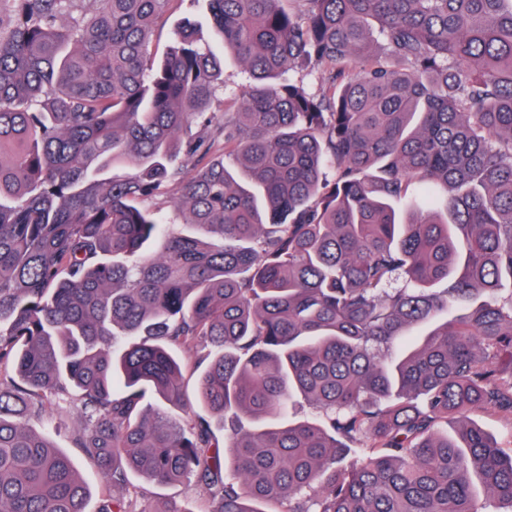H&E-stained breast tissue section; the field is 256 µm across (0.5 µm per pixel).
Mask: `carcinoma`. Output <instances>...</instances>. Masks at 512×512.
I'll return each mask as SVG.
<instances>
[{"instance_id":"obj_1","label":"carcinoma","mask_w":512,"mask_h":512,"mask_svg":"<svg viewBox=\"0 0 512 512\" xmlns=\"http://www.w3.org/2000/svg\"><path fill=\"white\" fill-rule=\"evenodd\" d=\"M172 2L0 0V512H512V0ZM206 2L204 0H179L170 12L167 24L159 30L155 37V43L159 47L160 55L168 44L172 31L177 23L191 20L198 25L204 38L210 40V29L205 20ZM223 79L224 84L218 87L207 110L209 112H224V100L234 95L241 96L242 91L251 82L248 72L231 56L224 59ZM468 422L481 427L485 432L495 437L506 451L512 448V428L504 420L487 415L479 410H471L465 415ZM32 426L38 431H49L57 447L65 451L75 460L78 469L90 485V496L87 502V510L89 512H96L104 483L99 477H97L94 467L83 460L77 449L72 448L68 439L63 434L59 435L51 428H48L47 423L34 421L32 422ZM130 490L137 492L138 507L147 512L152 511L160 502L170 499L182 502L195 511L204 508V495L194 483L160 485L131 474Z\"/></svg>"}]
</instances>
